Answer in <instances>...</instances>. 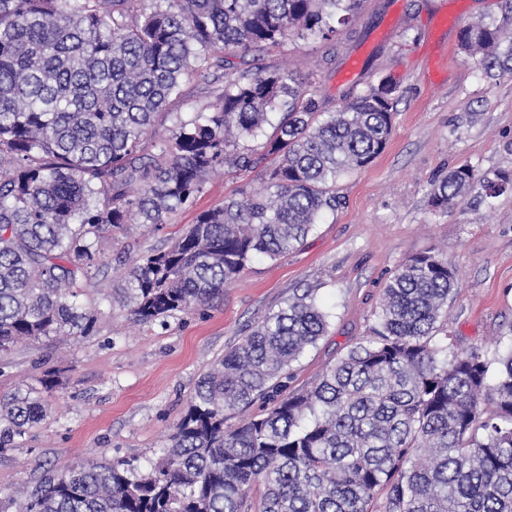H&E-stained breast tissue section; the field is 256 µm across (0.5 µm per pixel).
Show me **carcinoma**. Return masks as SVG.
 <instances>
[{
	"mask_svg": "<svg viewBox=\"0 0 512 512\" xmlns=\"http://www.w3.org/2000/svg\"><path fill=\"white\" fill-rule=\"evenodd\" d=\"M364 0H0V351L22 340L87 336L78 301L96 278L98 240L130 219L156 228L204 192L219 168H266L197 215L168 248L132 261L116 300L139 321L205 307L257 257L295 249L343 173L385 148L401 84L383 77L330 111L293 72L245 57L266 44L328 40ZM465 25L460 49L486 75H512V0ZM239 62H233V59ZM212 100L171 110L185 80ZM280 118L261 145L270 115ZM168 134L141 145L160 121ZM494 198L512 178L460 165L428 202L446 212L475 185ZM458 280L419 254L385 284L373 338L301 392L280 379L325 334L305 292L270 313L196 384L165 461L124 460L44 478L17 512H512V349L435 343ZM259 399L267 412L225 425ZM29 390L0 400V449L47 416Z\"/></svg>",
	"mask_w": 512,
	"mask_h": 512,
	"instance_id": "1",
	"label": "carcinoma"
}]
</instances>
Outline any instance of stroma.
<instances>
[{"label": "stroma", "mask_w": 512, "mask_h": 512, "mask_svg": "<svg viewBox=\"0 0 512 512\" xmlns=\"http://www.w3.org/2000/svg\"><path fill=\"white\" fill-rule=\"evenodd\" d=\"M492 7L493 0H365L355 23L369 28L364 41L340 34L256 52L260 67L291 70L334 107L384 76L398 78L403 94L385 149L337 179L335 209L302 244L275 260L255 259L202 310L137 321L107 299L123 271L119 258L127 248H166L240 187L262 189L263 168L218 170L162 228L105 234L101 271L81 297L100 310L94 333L23 340L0 354V397L37 388L48 375L57 380L43 395L47 417L0 450V512H16L15 493L31 496L49 473L118 458L141 469L156 464L200 377L263 316L306 291L327 330L292 364L288 386H312L371 339L384 284L421 253L447 255L457 271L447 315L454 349L478 346L494 357L512 348V190L490 204L471 193L445 213L428 204L431 182L459 165L512 174V76L489 79L459 49L462 26Z\"/></svg>", "instance_id": "obj_1"}]
</instances>
